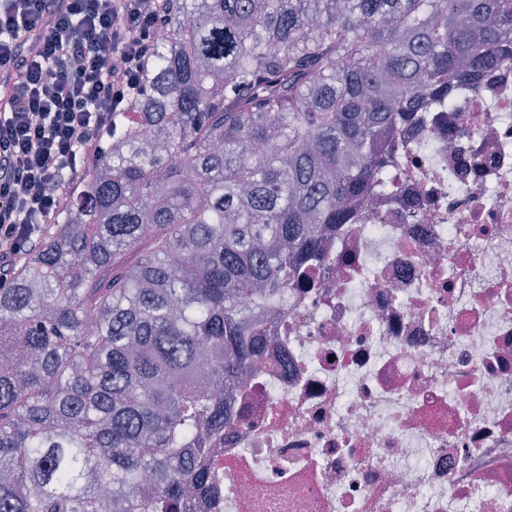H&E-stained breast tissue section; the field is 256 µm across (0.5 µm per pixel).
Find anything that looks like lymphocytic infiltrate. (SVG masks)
<instances>
[{
	"instance_id": "1",
	"label": "lymphocytic infiltrate",
	"mask_w": 512,
	"mask_h": 512,
	"mask_svg": "<svg viewBox=\"0 0 512 512\" xmlns=\"http://www.w3.org/2000/svg\"><path fill=\"white\" fill-rule=\"evenodd\" d=\"M175 0H0V285L102 151Z\"/></svg>"
}]
</instances>
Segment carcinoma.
<instances>
[{
  "label": "carcinoma",
  "instance_id": "carcinoma-1",
  "mask_svg": "<svg viewBox=\"0 0 512 512\" xmlns=\"http://www.w3.org/2000/svg\"><path fill=\"white\" fill-rule=\"evenodd\" d=\"M0 287V512H187L226 396L402 125L512 64V0H178Z\"/></svg>",
  "mask_w": 512,
  "mask_h": 512
}]
</instances>
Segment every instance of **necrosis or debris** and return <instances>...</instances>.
Segmentation results:
<instances>
[{"label":"necrosis or debris","instance_id":"4bbe7bcc","mask_svg":"<svg viewBox=\"0 0 512 512\" xmlns=\"http://www.w3.org/2000/svg\"><path fill=\"white\" fill-rule=\"evenodd\" d=\"M400 142L269 317L194 512H512V68Z\"/></svg>","mask_w":512,"mask_h":512}]
</instances>
